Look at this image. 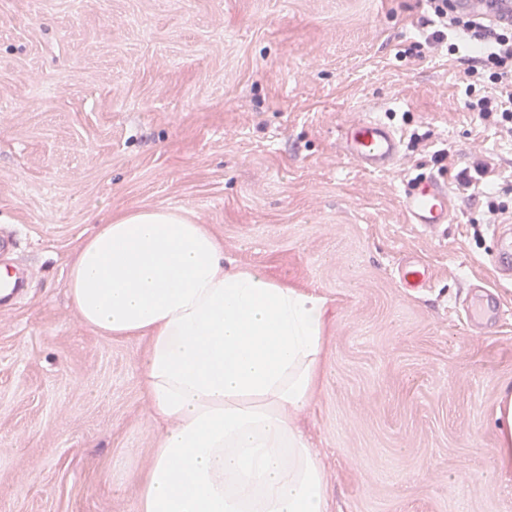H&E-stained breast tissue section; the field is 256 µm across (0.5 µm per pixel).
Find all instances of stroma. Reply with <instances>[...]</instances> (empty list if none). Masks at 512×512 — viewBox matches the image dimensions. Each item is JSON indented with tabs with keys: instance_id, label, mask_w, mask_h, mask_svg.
Wrapping results in <instances>:
<instances>
[{
	"instance_id": "1",
	"label": "stroma",
	"mask_w": 512,
	"mask_h": 512,
	"mask_svg": "<svg viewBox=\"0 0 512 512\" xmlns=\"http://www.w3.org/2000/svg\"><path fill=\"white\" fill-rule=\"evenodd\" d=\"M426 0H0V512H137L159 437L145 344L83 326L65 270L93 218L181 208L224 259L329 305L302 415L330 512H512L495 411L512 386V281L489 202L512 215V137L465 106L464 66L423 47ZM403 136L370 173L336 149L368 114ZM447 159L434 163L435 151ZM435 233L401 198L456 188ZM425 264L422 288L401 265Z\"/></svg>"
}]
</instances>
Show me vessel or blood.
I'll return each instance as SVG.
<instances>
[{"instance_id": "vessel-or-blood-1", "label": "vessel or blood", "mask_w": 512, "mask_h": 512, "mask_svg": "<svg viewBox=\"0 0 512 512\" xmlns=\"http://www.w3.org/2000/svg\"><path fill=\"white\" fill-rule=\"evenodd\" d=\"M453 12L495 22H512V0H451ZM403 148L399 131L379 117L370 115L346 125L340 133V154L370 172L390 170L398 163ZM402 206L410 223L426 232L452 221L453 207L447 185L439 180L420 179L404 193ZM503 256L494 267L501 277L512 278V222L496 223Z\"/></svg>"}]
</instances>
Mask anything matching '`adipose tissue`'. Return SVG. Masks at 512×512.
<instances>
[{
    "instance_id": "ef3b65f1",
    "label": "adipose tissue",
    "mask_w": 512,
    "mask_h": 512,
    "mask_svg": "<svg viewBox=\"0 0 512 512\" xmlns=\"http://www.w3.org/2000/svg\"><path fill=\"white\" fill-rule=\"evenodd\" d=\"M65 288L80 322L136 338L150 416L163 424L138 512H328L329 482L298 420L324 366L326 298L224 264L206 225L176 209L101 220ZM495 468L512 472V386Z\"/></svg>"
}]
</instances>
